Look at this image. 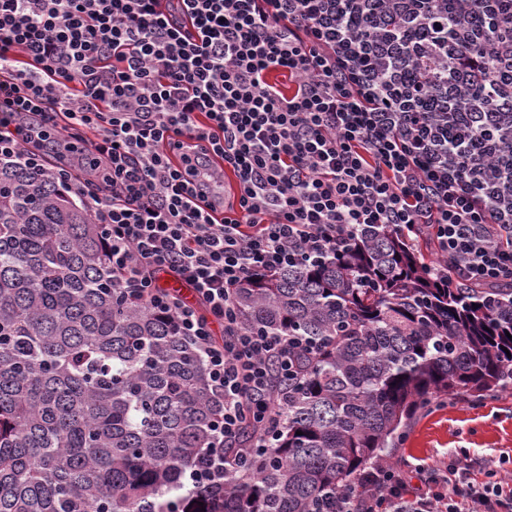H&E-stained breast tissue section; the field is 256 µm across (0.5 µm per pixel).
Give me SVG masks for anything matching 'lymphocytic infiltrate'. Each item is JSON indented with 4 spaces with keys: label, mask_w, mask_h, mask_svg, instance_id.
I'll return each instance as SVG.
<instances>
[{
    "label": "lymphocytic infiltrate",
    "mask_w": 512,
    "mask_h": 512,
    "mask_svg": "<svg viewBox=\"0 0 512 512\" xmlns=\"http://www.w3.org/2000/svg\"><path fill=\"white\" fill-rule=\"evenodd\" d=\"M436 2L0 0V162L37 173L60 157L56 185L99 225L113 286L199 349L212 447H272L281 383L309 351L241 327L231 293L251 276L387 224L430 243L450 281L512 287V172L479 137L512 119V21L495 22L502 0H457L445 44ZM464 500L512 512L500 482L457 470L416 494L392 465L337 491L336 512Z\"/></svg>",
    "instance_id": "obj_1"
}]
</instances>
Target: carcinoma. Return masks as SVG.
Instances as JSON below:
<instances>
[{
  "label": "carcinoma",
  "mask_w": 512,
  "mask_h": 512,
  "mask_svg": "<svg viewBox=\"0 0 512 512\" xmlns=\"http://www.w3.org/2000/svg\"><path fill=\"white\" fill-rule=\"evenodd\" d=\"M0 163V512H322L438 395L512 387V288L436 281L387 224L234 290L248 329L314 345L273 448L188 487L217 406L199 350L112 287L99 226Z\"/></svg>",
  "instance_id": "1"
}]
</instances>
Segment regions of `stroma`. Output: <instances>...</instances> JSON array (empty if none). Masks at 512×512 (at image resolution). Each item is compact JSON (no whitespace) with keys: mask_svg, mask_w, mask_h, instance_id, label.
<instances>
[{"mask_svg":"<svg viewBox=\"0 0 512 512\" xmlns=\"http://www.w3.org/2000/svg\"><path fill=\"white\" fill-rule=\"evenodd\" d=\"M407 440L395 449L397 466L429 471L440 462L469 465L474 478L497 477L512 486V393L500 392L478 399L460 391L450 394L432 412L411 420ZM493 459V468L483 465Z\"/></svg>","mask_w":512,"mask_h":512,"instance_id":"1","label":"stroma"}]
</instances>
